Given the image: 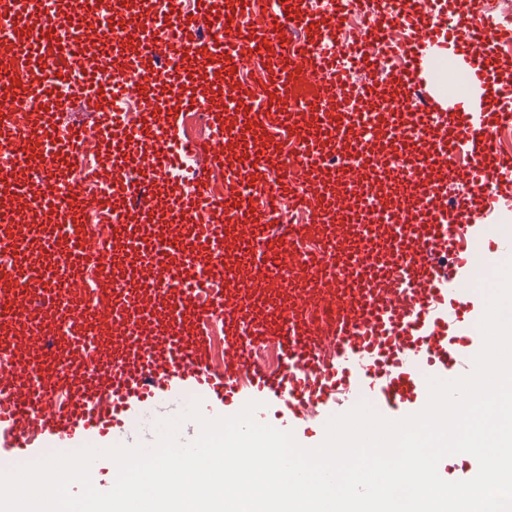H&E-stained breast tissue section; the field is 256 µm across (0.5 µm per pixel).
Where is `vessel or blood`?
I'll return each instance as SVG.
<instances>
[{
    "mask_svg": "<svg viewBox=\"0 0 512 512\" xmlns=\"http://www.w3.org/2000/svg\"><path fill=\"white\" fill-rule=\"evenodd\" d=\"M11 0L0 9V174L10 175L0 244V457L98 438L132 412L196 392L231 416L276 408L293 430L315 409L368 388L397 417L424 408L427 372L458 373L479 341L478 253L512 250L482 217L512 204V84L499 80L504 29L460 0ZM99 67L72 51L87 24ZM447 60L464 82L433 105ZM263 64L270 115L230 84ZM364 72L349 83L347 68ZM101 101L93 123L64 120L74 99ZM209 111V135L182 136ZM287 129V156L271 132ZM100 168L71 173L86 146ZM198 161L185 171V158ZM40 159L38 181L13 178ZM169 183L135 182L132 167ZM224 173V189L207 184ZM273 174L258 183L254 175ZM314 213L289 224L286 208ZM96 212L108 235L93 241ZM94 273L92 289L80 288ZM223 282L203 292L204 280ZM224 321V367L202 327ZM275 344L280 369L253 359Z\"/></svg>",
    "mask_w": 512,
    "mask_h": 512,
    "instance_id": "1",
    "label": "vessel or blood"
}]
</instances>
